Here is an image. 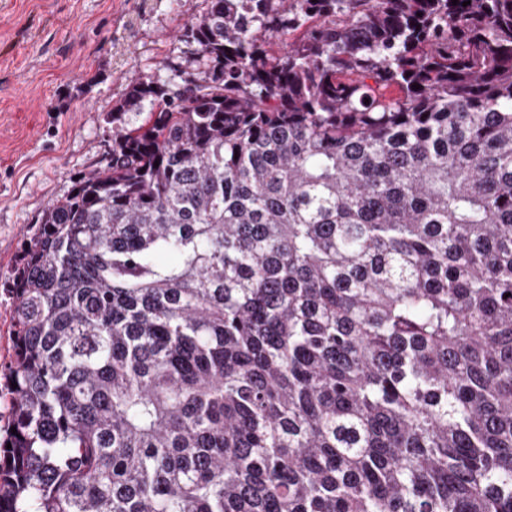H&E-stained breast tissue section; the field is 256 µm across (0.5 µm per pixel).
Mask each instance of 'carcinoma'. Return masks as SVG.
<instances>
[{
  "label": "carcinoma",
  "instance_id": "cac0c4a2",
  "mask_svg": "<svg viewBox=\"0 0 512 512\" xmlns=\"http://www.w3.org/2000/svg\"><path fill=\"white\" fill-rule=\"evenodd\" d=\"M463 2L188 21L15 271L0 512H512V0Z\"/></svg>",
  "mask_w": 512,
  "mask_h": 512
}]
</instances>
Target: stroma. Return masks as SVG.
Instances as JSON below:
<instances>
[{"instance_id": "1", "label": "stroma", "mask_w": 512, "mask_h": 512, "mask_svg": "<svg viewBox=\"0 0 512 512\" xmlns=\"http://www.w3.org/2000/svg\"><path fill=\"white\" fill-rule=\"evenodd\" d=\"M209 0H0V375L15 269L47 204L105 169L129 88L194 71L185 22Z\"/></svg>"}]
</instances>
